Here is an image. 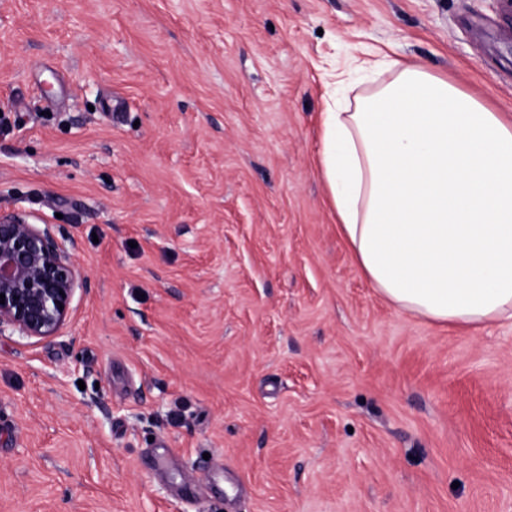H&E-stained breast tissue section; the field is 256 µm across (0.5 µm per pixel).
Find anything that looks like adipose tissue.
<instances>
[{"label":"adipose tissue","instance_id":"obj_1","mask_svg":"<svg viewBox=\"0 0 512 512\" xmlns=\"http://www.w3.org/2000/svg\"><path fill=\"white\" fill-rule=\"evenodd\" d=\"M322 115L320 170L353 259L387 301L460 327L512 321V120L413 61Z\"/></svg>","mask_w":512,"mask_h":512}]
</instances>
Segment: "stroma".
<instances>
[{
    "label": "stroma",
    "instance_id": "1",
    "mask_svg": "<svg viewBox=\"0 0 512 512\" xmlns=\"http://www.w3.org/2000/svg\"><path fill=\"white\" fill-rule=\"evenodd\" d=\"M373 54L512 116L504 0H0V213L87 280L0 330V512H512V323L398 310L327 204Z\"/></svg>",
    "mask_w": 512,
    "mask_h": 512
}]
</instances>
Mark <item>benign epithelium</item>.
Masks as SVG:
<instances>
[{
    "label": "benign epithelium",
    "mask_w": 512,
    "mask_h": 512,
    "mask_svg": "<svg viewBox=\"0 0 512 512\" xmlns=\"http://www.w3.org/2000/svg\"><path fill=\"white\" fill-rule=\"evenodd\" d=\"M75 243L58 241L46 224L0 216V331L55 335L66 323L75 290L85 277L75 264Z\"/></svg>",
    "instance_id": "obj_1"
}]
</instances>
